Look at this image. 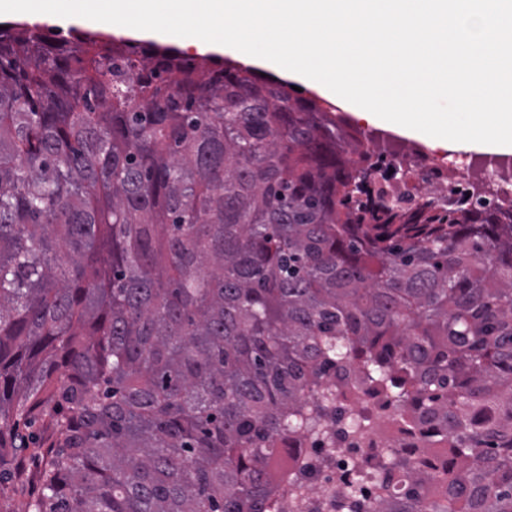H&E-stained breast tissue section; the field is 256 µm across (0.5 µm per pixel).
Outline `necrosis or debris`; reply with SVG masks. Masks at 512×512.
I'll list each match as a JSON object with an SVG mask.
<instances>
[{
    "instance_id": "necrosis-or-debris-1",
    "label": "necrosis or debris",
    "mask_w": 512,
    "mask_h": 512,
    "mask_svg": "<svg viewBox=\"0 0 512 512\" xmlns=\"http://www.w3.org/2000/svg\"><path fill=\"white\" fill-rule=\"evenodd\" d=\"M419 425L400 419L391 401L359 389L337 396L320 432H305L303 454L283 456L282 482L271 512H337L334 503L356 487L350 512H373L388 491L376 467L383 453L417 445Z\"/></svg>"
}]
</instances>
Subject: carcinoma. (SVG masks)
Returning a JSON list of instances; mask_svg holds the SVG:
<instances>
[{
  "instance_id": "cac0c4a2",
  "label": "carcinoma",
  "mask_w": 512,
  "mask_h": 512,
  "mask_svg": "<svg viewBox=\"0 0 512 512\" xmlns=\"http://www.w3.org/2000/svg\"><path fill=\"white\" fill-rule=\"evenodd\" d=\"M386 152L230 61L0 29V462L62 436L26 512H264L354 358L423 425L379 512H512V198Z\"/></svg>"
}]
</instances>
